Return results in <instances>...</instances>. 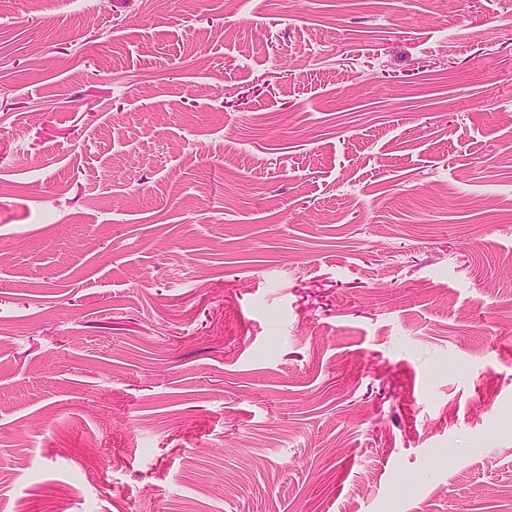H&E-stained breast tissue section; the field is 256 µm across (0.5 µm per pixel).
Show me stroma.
Masks as SVG:
<instances>
[{
  "label": "stroma",
  "mask_w": 512,
  "mask_h": 512,
  "mask_svg": "<svg viewBox=\"0 0 512 512\" xmlns=\"http://www.w3.org/2000/svg\"><path fill=\"white\" fill-rule=\"evenodd\" d=\"M0 512H512V0H0Z\"/></svg>",
  "instance_id": "stroma-1"
}]
</instances>
